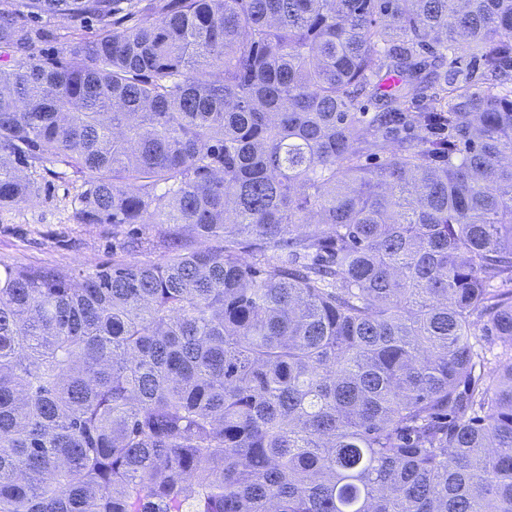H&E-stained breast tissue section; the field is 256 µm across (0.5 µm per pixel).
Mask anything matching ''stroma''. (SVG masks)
I'll return each mask as SVG.
<instances>
[{
	"label": "stroma",
	"instance_id": "stroma-1",
	"mask_svg": "<svg viewBox=\"0 0 512 512\" xmlns=\"http://www.w3.org/2000/svg\"><path fill=\"white\" fill-rule=\"evenodd\" d=\"M79 190L75 174L62 179L48 176L37 197L0 209V263L88 273L114 259L144 261V254L127 252L126 242L134 233H150V226L74 223Z\"/></svg>",
	"mask_w": 512,
	"mask_h": 512
}]
</instances>
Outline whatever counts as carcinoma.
Returning a JSON list of instances; mask_svg holds the SVG:
<instances>
[{
    "label": "carcinoma",
    "instance_id": "carcinoma-1",
    "mask_svg": "<svg viewBox=\"0 0 512 512\" xmlns=\"http://www.w3.org/2000/svg\"><path fill=\"white\" fill-rule=\"evenodd\" d=\"M7 2L0 208L161 258L0 265V512H512V0ZM45 33L42 41L37 45L35 54L56 52L68 39H71L72 32L67 24L59 20H40L38 23Z\"/></svg>",
    "mask_w": 512,
    "mask_h": 512
}]
</instances>
